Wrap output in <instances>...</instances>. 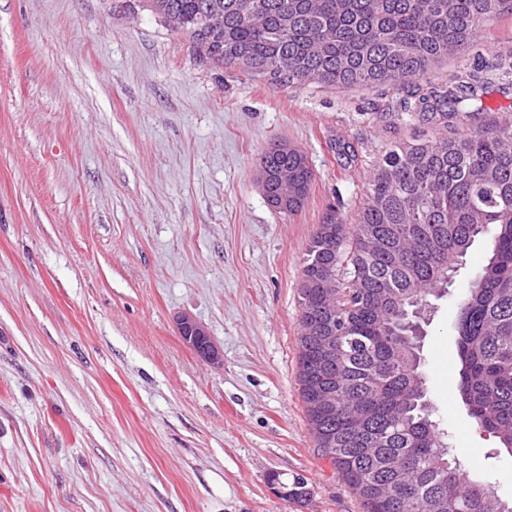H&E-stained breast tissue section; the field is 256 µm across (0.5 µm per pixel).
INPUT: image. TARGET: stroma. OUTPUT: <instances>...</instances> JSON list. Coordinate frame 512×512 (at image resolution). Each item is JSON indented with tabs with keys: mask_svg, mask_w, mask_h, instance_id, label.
<instances>
[{
	"mask_svg": "<svg viewBox=\"0 0 512 512\" xmlns=\"http://www.w3.org/2000/svg\"><path fill=\"white\" fill-rule=\"evenodd\" d=\"M489 61L485 117H512L510 14L426 80ZM410 93L201 64L141 0H0V512H363L299 393L302 267L411 138ZM276 141L315 172L292 215L259 184ZM487 257L476 240L433 300L423 370L449 445L511 500L512 455L453 394L457 302ZM178 331L184 342L202 360L209 363L219 360V350L208 330L193 317L183 315L178 322Z\"/></svg>",
	"mask_w": 512,
	"mask_h": 512,
	"instance_id": "obj_1",
	"label": "stroma"
}]
</instances>
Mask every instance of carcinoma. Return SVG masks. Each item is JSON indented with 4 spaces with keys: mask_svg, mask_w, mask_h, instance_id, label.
Segmentation results:
<instances>
[{
    "mask_svg": "<svg viewBox=\"0 0 512 512\" xmlns=\"http://www.w3.org/2000/svg\"><path fill=\"white\" fill-rule=\"evenodd\" d=\"M209 0H147V7L188 41L196 60L285 84L332 88L412 85L438 59L479 37L487 20L512 13V0H223L224 14L196 27ZM485 67L446 85H431L403 102L418 131L374 166L355 223L320 225L306 248L298 355L300 395L323 455L362 496L364 512H512L496 488L465 472L433 418L420 370L430 298L445 291L441 260L454 272L479 237L489 257L459 302L455 395L470 417L512 455V119L482 123ZM450 134L428 136L438 129ZM261 174L288 205L309 194L314 173L300 149L266 154ZM402 261L393 264L391 249ZM334 266L336 279L325 274ZM386 288L399 308L379 309ZM336 322L343 363L333 367L307 337L310 325ZM336 391L323 416L313 391ZM372 404L369 422H354L357 405ZM383 485L386 500L363 498Z\"/></svg>",
    "mask_w": 512,
    "mask_h": 512,
    "instance_id": "obj_1",
    "label": "carcinoma"
}]
</instances>
